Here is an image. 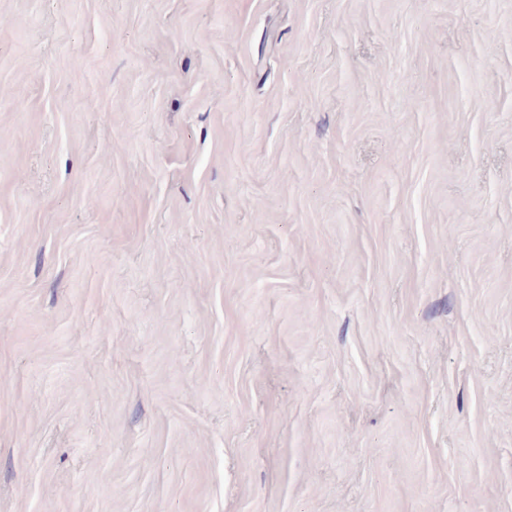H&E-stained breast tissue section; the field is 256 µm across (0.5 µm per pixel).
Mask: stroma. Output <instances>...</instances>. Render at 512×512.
Here are the masks:
<instances>
[{
	"mask_svg": "<svg viewBox=\"0 0 512 512\" xmlns=\"http://www.w3.org/2000/svg\"><path fill=\"white\" fill-rule=\"evenodd\" d=\"M0 512H512V0H0Z\"/></svg>",
	"mask_w": 512,
	"mask_h": 512,
	"instance_id": "obj_1",
	"label": "stroma"
}]
</instances>
